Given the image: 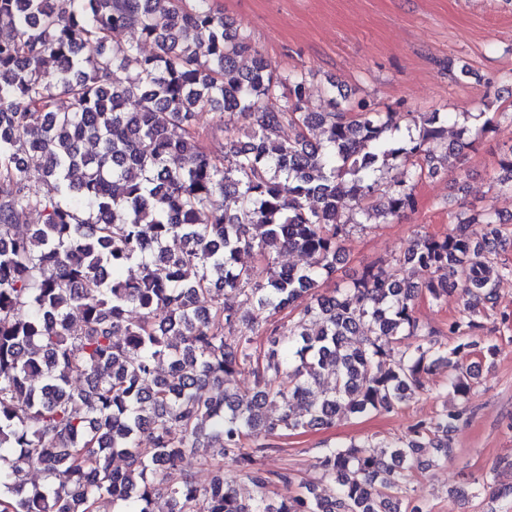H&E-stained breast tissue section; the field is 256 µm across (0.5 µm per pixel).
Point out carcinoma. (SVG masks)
<instances>
[{
  "instance_id": "cac0c4a2",
  "label": "carcinoma",
  "mask_w": 512,
  "mask_h": 512,
  "mask_svg": "<svg viewBox=\"0 0 512 512\" xmlns=\"http://www.w3.org/2000/svg\"><path fill=\"white\" fill-rule=\"evenodd\" d=\"M4 17L0 512H94L104 496L115 512H430L409 483L429 449V467L453 457L448 430L463 409L385 443L321 449L318 469L337 483L328 497L301 480L270 502L273 480L294 477L259 458L270 438L404 409L434 366L456 395L470 393L474 373L458 354L478 347L493 282L512 277L497 262L505 238L491 212L462 210L451 233L419 238L396 268L320 288L348 226L414 211L437 153L463 154L471 127L447 144L439 112L406 114L401 138L398 113L365 98L332 92L312 107L310 72H279L212 0H0ZM127 30L140 40L120 41ZM90 44L96 53L82 56ZM200 112L247 116L246 140L225 155L206 150ZM26 210L43 223L20 235ZM287 249L311 263L278 266ZM243 253L266 263L265 283ZM131 262L139 276L122 277ZM407 265L427 278L401 277ZM452 290L463 316L448 321L450 347L415 306ZM283 374L286 385L268 386ZM326 374L335 385L316 390ZM237 376L254 379L251 392L230 386ZM75 377L87 388L73 389ZM197 452L212 473L203 489L176 478ZM226 458L240 465L233 484ZM33 468L43 484L30 481ZM482 494L484 512L512 502V486L486 480Z\"/></svg>"
}]
</instances>
